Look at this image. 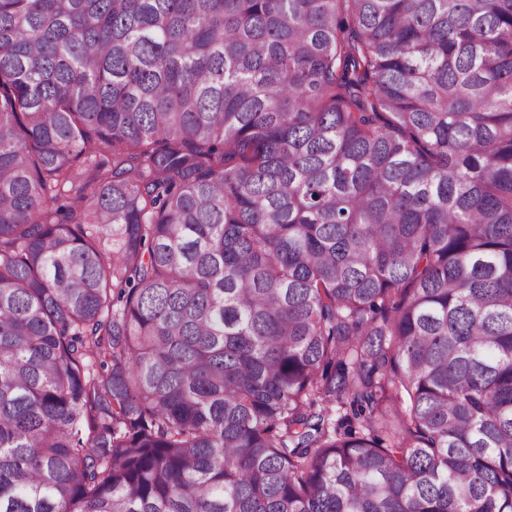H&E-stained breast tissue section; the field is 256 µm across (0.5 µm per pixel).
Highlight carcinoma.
<instances>
[{
    "label": "carcinoma",
    "instance_id": "cac0c4a2",
    "mask_svg": "<svg viewBox=\"0 0 512 512\" xmlns=\"http://www.w3.org/2000/svg\"><path fill=\"white\" fill-rule=\"evenodd\" d=\"M0 512H512V0H0Z\"/></svg>",
    "mask_w": 512,
    "mask_h": 512
}]
</instances>
